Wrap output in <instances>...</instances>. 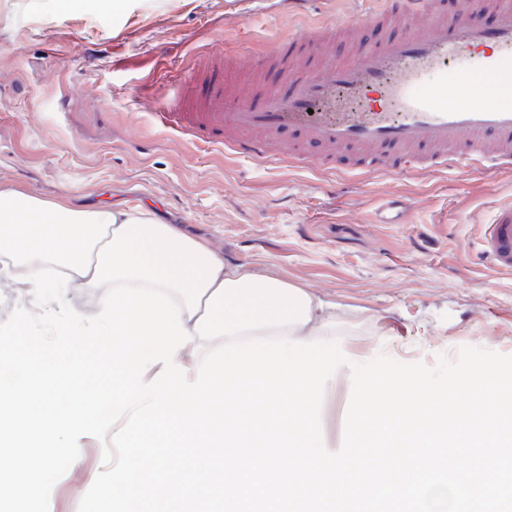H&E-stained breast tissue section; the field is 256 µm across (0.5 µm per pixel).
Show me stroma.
Wrapping results in <instances>:
<instances>
[{"mask_svg": "<svg viewBox=\"0 0 512 512\" xmlns=\"http://www.w3.org/2000/svg\"><path fill=\"white\" fill-rule=\"evenodd\" d=\"M359 0H0V191L82 208L140 206L203 239L225 264L311 289L336 305V336L367 362L435 365L463 346L512 355V272L482 260L483 226L512 205V172L363 176L259 163L161 126L156 105L202 58L251 57L275 38L358 11ZM404 221L381 224L386 198ZM352 386L326 396L338 450ZM104 444L49 512H78Z\"/></svg>", "mask_w": 512, "mask_h": 512, "instance_id": "35a3bbf8", "label": "stroma"}]
</instances>
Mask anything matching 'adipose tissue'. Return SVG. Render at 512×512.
Masks as SVG:
<instances>
[{
  "label": "adipose tissue",
  "mask_w": 512,
  "mask_h": 512,
  "mask_svg": "<svg viewBox=\"0 0 512 512\" xmlns=\"http://www.w3.org/2000/svg\"><path fill=\"white\" fill-rule=\"evenodd\" d=\"M148 213L132 206L78 208L66 201H43L18 190L0 192V288L26 293L27 284L15 283V274L54 268L70 274L72 286L82 288L95 272L97 252L112 240L114 229ZM310 320L305 324L259 330V337L309 341L335 337L332 302L310 295Z\"/></svg>",
  "instance_id": "obj_1"
}]
</instances>
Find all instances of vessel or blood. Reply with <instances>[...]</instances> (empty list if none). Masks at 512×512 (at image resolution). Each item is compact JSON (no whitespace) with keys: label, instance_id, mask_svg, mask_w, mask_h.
I'll return each instance as SVG.
<instances>
[{"label":"vessel or blood","instance_id":"1","mask_svg":"<svg viewBox=\"0 0 512 512\" xmlns=\"http://www.w3.org/2000/svg\"><path fill=\"white\" fill-rule=\"evenodd\" d=\"M363 2L249 66L207 58L156 119L259 162L297 163L312 147L316 167L342 159L356 173L511 169L512 0H458L450 13L434 0ZM338 40L348 49L332 57L309 49ZM482 249L512 271V206L495 212Z\"/></svg>","mask_w":512,"mask_h":512}]
</instances>
